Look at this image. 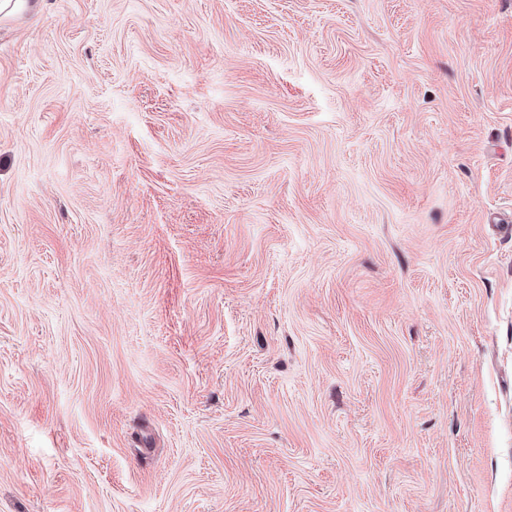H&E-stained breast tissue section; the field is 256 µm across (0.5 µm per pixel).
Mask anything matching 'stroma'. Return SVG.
<instances>
[{"label": "stroma", "mask_w": 512, "mask_h": 512, "mask_svg": "<svg viewBox=\"0 0 512 512\" xmlns=\"http://www.w3.org/2000/svg\"><path fill=\"white\" fill-rule=\"evenodd\" d=\"M512 0L0 19V512H512Z\"/></svg>", "instance_id": "35a3bbf8"}]
</instances>
